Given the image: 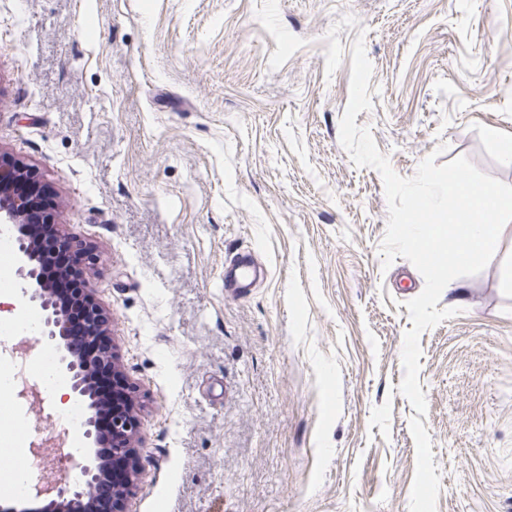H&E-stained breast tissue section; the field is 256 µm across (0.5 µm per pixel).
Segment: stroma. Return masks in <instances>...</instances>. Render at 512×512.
<instances>
[{
    "label": "stroma",
    "instance_id": "stroma-1",
    "mask_svg": "<svg viewBox=\"0 0 512 512\" xmlns=\"http://www.w3.org/2000/svg\"><path fill=\"white\" fill-rule=\"evenodd\" d=\"M404 178L468 158L512 185V0H0V151L37 168L135 388L126 512H512V222L458 315L420 337L428 411L399 392L407 301L383 267L378 171L340 143L352 47ZM267 269L224 292V260ZM50 396L0 400L50 437Z\"/></svg>",
    "mask_w": 512,
    "mask_h": 512
}]
</instances>
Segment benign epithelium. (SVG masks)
I'll return each mask as SVG.
<instances>
[{
	"label": "benign epithelium",
	"instance_id": "benign-epithelium-1",
	"mask_svg": "<svg viewBox=\"0 0 512 512\" xmlns=\"http://www.w3.org/2000/svg\"><path fill=\"white\" fill-rule=\"evenodd\" d=\"M49 197L48 186L36 168L0 152V224L27 225L26 238L20 240L16 248L14 286L21 289L22 296L41 313L39 335L54 343L60 351L59 366L71 381L74 398L88 401L90 415L85 418L83 429L88 447L92 449L102 439L95 423L96 413L107 400H112V461L90 457L80 464L74 477L59 480L45 487L40 494L53 498L55 512H97L98 485L110 477L113 484L120 485V490L112 497V512H125V500L131 493L133 477L140 473L137 464L133 472L122 473L123 462L128 458L137 461L140 454V449L133 445L140 427L129 395L134 386L125 378L119 388L112 390L110 397L97 389L94 384L96 372L106 365L115 367L114 356L109 350L96 358L84 353V340L70 334L65 311L55 300L64 273L49 276L40 271L36 258L44 234H53L65 248L76 247V241L57 230L51 211L45 207ZM82 304L90 335H109V318L92 287L83 289Z\"/></svg>",
	"mask_w": 512,
	"mask_h": 512
}]
</instances>
